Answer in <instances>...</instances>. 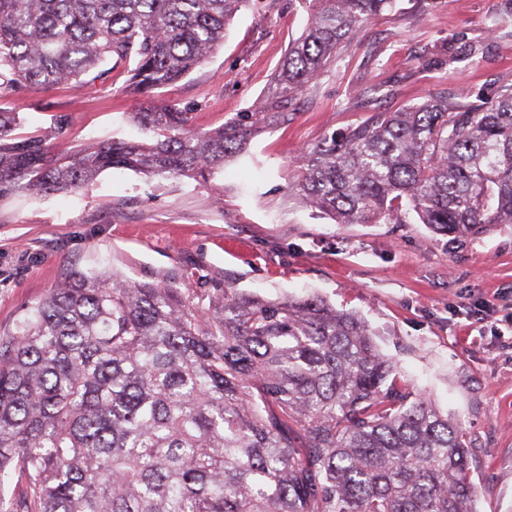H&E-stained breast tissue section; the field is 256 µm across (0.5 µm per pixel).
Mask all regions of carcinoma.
Here are the masks:
<instances>
[{"mask_svg":"<svg viewBox=\"0 0 512 512\" xmlns=\"http://www.w3.org/2000/svg\"><path fill=\"white\" fill-rule=\"evenodd\" d=\"M393 0H313L269 107L209 132L173 101L133 113L152 140L52 150L0 108V199L68 194L101 172L206 180L246 152L337 46ZM252 0H0V90L117 69L154 96L209 61ZM110 62L108 69L100 66ZM291 187L337 224H407L461 247L512 227V90L487 107L441 98L331 134ZM368 325L318 297L265 300L72 271L0 337L6 512H477L462 427L398 383Z\"/></svg>","mask_w":512,"mask_h":512,"instance_id":"carcinoma-1","label":"carcinoma"}]
</instances>
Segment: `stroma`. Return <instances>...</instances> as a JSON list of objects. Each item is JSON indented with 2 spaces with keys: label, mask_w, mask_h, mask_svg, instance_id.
Instances as JSON below:
<instances>
[{
  "label": "stroma",
  "mask_w": 512,
  "mask_h": 512,
  "mask_svg": "<svg viewBox=\"0 0 512 512\" xmlns=\"http://www.w3.org/2000/svg\"><path fill=\"white\" fill-rule=\"evenodd\" d=\"M304 0H254L223 47L153 100L121 80L0 97L23 136L72 116L67 147L138 135L128 115L173 101L194 129L264 107ZM512 88V0H394L289 101V120L208 180L107 170L67 195L0 201V336L70 271L165 283L194 300L233 286L264 299L318 296L361 316L400 381L461 424L479 512H512V229L458 248L419 223L338 224L290 191L324 135L429 97L464 107Z\"/></svg>",
  "instance_id": "obj_1"
}]
</instances>
